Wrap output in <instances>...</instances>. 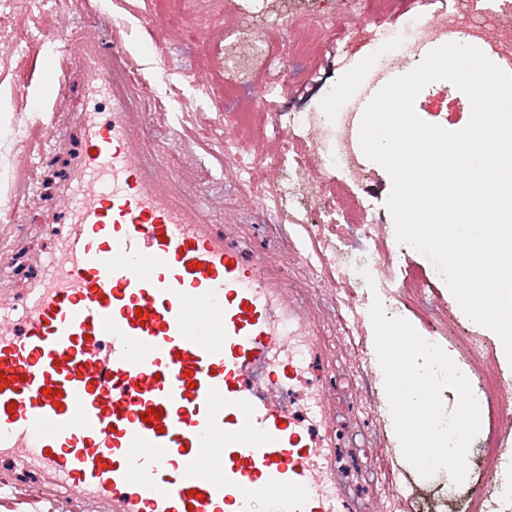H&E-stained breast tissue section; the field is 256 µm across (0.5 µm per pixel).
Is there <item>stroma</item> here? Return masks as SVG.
Segmentation results:
<instances>
[{
  "label": "stroma",
  "mask_w": 512,
  "mask_h": 512,
  "mask_svg": "<svg viewBox=\"0 0 512 512\" xmlns=\"http://www.w3.org/2000/svg\"><path fill=\"white\" fill-rule=\"evenodd\" d=\"M158 0H109L115 22L125 24L131 45L127 62L132 87V111L150 115L146 145L171 138V166L182 176L181 186L206 203L217 231L237 240L247 253H257L288 274L299 304L313 303L330 351L326 378L333 400V429L339 455L351 457L362 471L381 470L368 492L366 512H512V444L500 463L480 456L487 440H501L512 428L496 401L479 402L481 427L468 452V474L453 485L446 472L425 478L406 461L395 433L389 402L378 367L375 331L370 315L374 301L386 312L409 321L432 339L465 376L498 378L512 387V363L500 338L472 321L460 308L428 257L402 247L393 217L385 205L392 188L387 171L364 153L357 181L337 169L320 170L314 160L313 138L307 130L288 127V115L332 111L337 100L361 87L380 43L377 32L410 14L433 16L448 8V0H384L369 34L348 43L342 30L316 33L307 0H192L185 11L159 17ZM260 25H277L284 14L293 19L275 48L286 64L259 72L254 88L265 91L260 116L265 132L257 140L264 162L242 170L226 160L224 145L240 132L224 104V35L242 13ZM76 31L108 49L113 30L95 15L88 0H8L0 8V169L10 179L0 189V279L21 290L36 275L41 260L55 253L57 241L43 226L62 219L68 210L62 188L72 161L83 147L80 113L88 108L85 81L76 60H64L60 46L46 43L47 33ZM319 38L323 49L299 60L288 59L290 47ZM65 65V105L54 113L58 134L46 142L40 125L32 123L34 90L43 82L47 65ZM207 87L206 97L191 87ZM415 111L426 123L450 131L465 127L471 116L468 97L455 85L439 80L415 100ZM290 144L288 165L276 164L283 144ZM302 168L308 181L303 202L321 222L316 227L294 223L288 210L267 215L271 197L288 186V167ZM367 208L375 220L371 244L378 251L375 284L355 287L336 280L333 270L342 246L361 241L352 225L343 223L353 206ZM479 342L482 353L463 351ZM16 459L0 455V512H77L42 494L39 477L10 483L19 472Z\"/></svg>",
  "instance_id": "35a3bbf8"
}]
</instances>
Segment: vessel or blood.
<instances>
[{
  "label": "vessel or blood",
  "mask_w": 512,
  "mask_h": 512,
  "mask_svg": "<svg viewBox=\"0 0 512 512\" xmlns=\"http://www.w3.org/2000/svg\"><path fill=\"white\" fill-rule=\"evenodd\" d=\"M61 40L110 111L83 124L69 224L25 291L22 333L0 321V453L85 512H254L260 496L349 512L329 391L299 415L252 381L284 389L328 365L311 308L284 269L214 231L164 145L143 162L127 40Z\"/></svg>",
  "instance_id": "obj_1"
}]
</instances>
